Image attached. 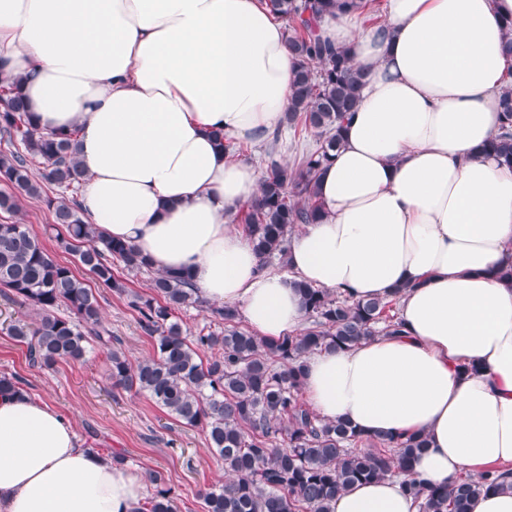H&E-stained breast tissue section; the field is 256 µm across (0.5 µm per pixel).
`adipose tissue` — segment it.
Returning <instances> with one entry per match:
<instances>
[{"instance_id":"obj_1","label":"adipose tissue","mask_w":512,"mask_h":512,"mask_svg":"<svg viewBox=\"0 0 512 512\" xmlns=\"http://www.w3.org/2000/svg\"><path fill=\"white\" fill-rule=\"evenodd\" d=\"M385 20L323 16L364 86L324 208L264 269L230 215L262 173L224 149L272 146L295 58L264 0H0V74L39 128L72 130L84 214L153 269L239 309L269 340L299 333L304 282L353 299L397 297L401 331L312 354L303 396L362 435L425 433L413 475L431 486L512 470V168L483 154L512 84V0H385ZM140 475L81 448L60 413L0 393V512H138ZM331 512H417L402 478L339 493Z\"/></svg>"}]
</instances>
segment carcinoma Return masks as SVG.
<instances>
[{
  "instance_id": "1",
  "label": "carcinoma",
  "mask_w": 512,
  "mask_h": 512,
  "mask_svg": "<svg viewBox=\"0 0 512 512\" xmlns=\"http://www.w3.org/2000/svg\"><path fill=\"white\" fill-rule=\"evenodd\" d=\"M353 3L267 0L285 23L296 58L291 105L282 123L315 136L317 146L292 165L269 156L259 199L244 205L243 233L263 268L274 260L287 266L290 233L322 216L317 178L341 146L343 124L358 104L363 82L350 50L323 39L317 22ZM500 105L504 123L484 151L512 168L511 88ZM86 180L75 133L41 131L17 84L5 83L0 181L14 192H0V212H17L18 194L39 197L45 183L72 191L70 197L45 198L55 239L96 282L129 297L138 328L154 341V353L132 361L103 321L95 289L56 261L26 225L1 222L0 289L34 314L32 322L13 325L12 335L25 347L28 365L39 369L82 362L97 348L112 386L144 394L183 425L200 429L230 477L198 492L204 512H331L340 492L394 474L405 477L418 512H469L475 495L504 486V474L487 470L449 487L426 488L411 477L415 458L428 447L424 434L364 438L348 422L323 420L306 405V358L396 333L397 298L352 300L300 282L307 325L296 335L267 341L241 327L237 308L203 304L187 274L156 271L150 294L132 293L115 275L114 263L128 271L151 266L135 247L105 238L83 219L74 194ZM190 306L201 307L224 328L184 334L177 312ZM146 480L153 491L141 512H177L162 473L149 471Z\"/></svg>"
}]
</instances>
